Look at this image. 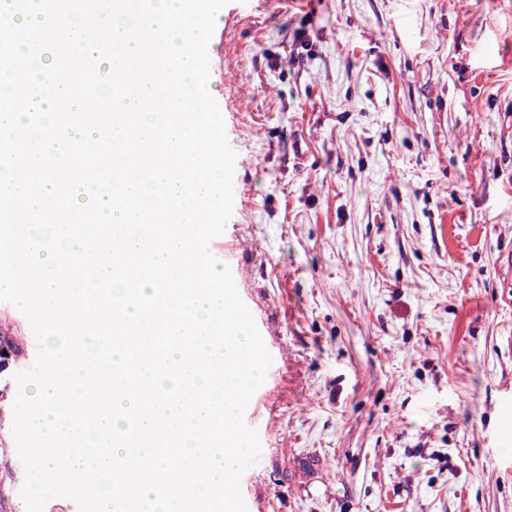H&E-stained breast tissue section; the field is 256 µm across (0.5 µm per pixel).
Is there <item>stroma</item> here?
Returning <instances> with one entry per match:
<instances>
[{"mask_svg": "<svg viewBox=\"0 0 512 512\" xmlns=\"http://www.w3.org/2000/svg\"><path fill=\"white\" fill-rule=\"evenodd\" d=\"M214 245L278 360L247 512H512V0H230ZM0 302V403L31 356ZM0 415V512L25 471Z\"/></svg>", "mask_w": 512, "mask_h": 512, "instance_id": "35a3bbf8", "label": "stroma"}]
</instances>
